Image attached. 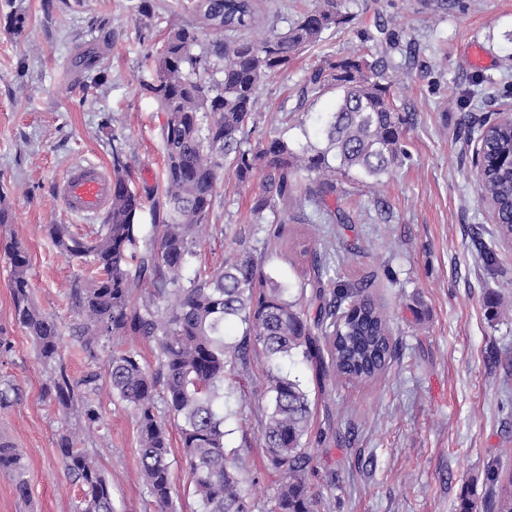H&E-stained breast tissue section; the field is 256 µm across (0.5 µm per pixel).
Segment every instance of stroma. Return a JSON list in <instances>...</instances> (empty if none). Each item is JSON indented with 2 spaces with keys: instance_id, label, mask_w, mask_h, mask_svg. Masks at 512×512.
Returning <instances> with one entry per match:
<instances>
[{
  "instance_id": "35a3bbf8",
  "label": "stroma",
  "mask_w": 512,
  "mask_h": 512,
  "mask_svg": "<svg viewBox=\"0 0 512 512\" xmlns=\"http://www.w3.org/2000/svg\"><path fill=\"white\" fill-rule=\"evenodd\" d=\"M137 0H0V191L12 221L0 240L13 239L30 257L35 306L61 327L75 323L72 288L90 276L51 244L45 227L68 225L93 235L103 217L75 216L54 185L77 164L111 166L120 149L132 188L153 192L161 180V129L166 116L143 89L155 76L151 56L182 13L180 0H151L154 13L135 11ZM344 0L351 20L299 55L288 71L264 80L254 115L257 133L278 131L299 142L295 123L280 109L309 115L329 111L333 94L303 95L309 71L323 57L367 53L381 32L396 105L411 124L410 155L379 183L341 178L336 203L353 221L337 230L336 279L376 274V298L389 316L396 353L376 381L345 380L319 391L311 369L296 359L282 369L318 394L313 430L324 424L349 433V445L310 441L307 482L321 493L325 512H458L473 496L480 512H495L501 486L512 483V242L500 238L478 195L471 128L512 109V0ZM25 18L14 31V16ZM150 28L143 39L141 28ZM480 47L483 64L471 61ZM93 50L100 76L75 58ZM257 182H239L226 169L210 223L222 235L207 238L199 267L219 265L235 241L251 240V200ZM288 248L267 262L298 281L303 264L294 245L323 247L307 224L288 227ZM356 242L353 255L345 245ZM498 254L485 266L482 245ZM10 266L0 256V334L12 343L0 354V388L12 387L0 408V439L11 441L26 464V495L0 473V512H75L80 482L62 464L59 443L73 434L79 448L112 484L117 512H153L140 472L137 426L131 407L102 388L92 424L79 409H63L49 395L59 372L78 379L104 372L112 351L104 342L89 361L74 337L61 341L59 364H45L14 319ZM227 447L247 449L255 498L272 497L278 474L260 445L256 404L226 405ZM495 469L496 482L486 473Z\"/></svg>"
}]
</instances>
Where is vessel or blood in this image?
<instances>
[{
	"label": "vessel or blood",
	"mask_w": 512,
	"mask_h": 512,
	"mask_svg": "<svg viewBox=\"0 0 512 512\" xmlns=\"http://www.w3.org/2000/svg\"><path fill=\"white\" fill-rule=\"evenodd\" d=\"M113 184L106 169L97 163L70 168L57 185L65 209L77 216H96L112 202Z\"/></svg>",
	"instance_id": "obj_1"
}]
</instances>
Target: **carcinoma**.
Returning a JSON list of instances; mask_svg holds the SVG:
<instances>
[{
  "instance_id": "obj_1",
  "label": "carcinoma",
  "mask_w": 512,
  "mask_h": 512,
  "mask_svg": "<svg viewBox=\"0 0 512 512\" xmlns=\"http://www.w3.org/2000/svg\"><path fill=\"white\" fill-rule=\"evenodd\" d=\"M342 8V0H315L284 31L253 38L255 0H187L157 53L156 78L144 84L167 115L162 183L149 210L154 238L143 235V197L131 189L118 150L112 154V205L96 235L48 225L60 253L94 268L73 289L78 321L70 332L87 358L96 361L102 342L112 339L136 338L157 350L152 369L136 351L116 348L105 375L112 395L134 411L141 474L157 512L173 508L163 413L178 430L196 512H321L322 499L307 483L311 458L305 438L314 403L280 362L297 356L309 363L323 393L333 379H377L393 356L389 319L369 295L374 275L331 289L333 254L311 247L302 251L307 269L298 284L265 271L266 258L285 240L286 225L351 223L328 203L337 177L379 181L408 158L409 115L395 104L384 60L364 56L324 58L309 72L311 95L336 91L330 111L313 122L315 140L297 147L270 133L251 141L249 123L262 82L348 23ZM489 135L492 151L512 147V129L492 126ZM226 164L242 183L263 174L250 207L259 238L253 245L237 242L224 262L190 278L185 272L201 254L202 231ZM482 183L497 203L500 234H512V173L490 165ZM0 250L11 267L16 323L33 338L43 361H57L63 330L31 301L27 250L15 241ZM230 324L241 325V339L229 341ZM258 359L261 390L253 397L264 403L261 447L280 476L274 495L262 501L245 487L239 450L224 443L226 401L237 393L247 397L242 376ZM98 381L94 372L73 380L62 369L52 391L60 406L68 409L78 401L86 419L95 422ZM59 449L67 474L83 486L76 512H115L111 483L95 461L68 434ZM0 472L26 492L23 457L2 439Z\"/></svg>"
}]
</instances>
